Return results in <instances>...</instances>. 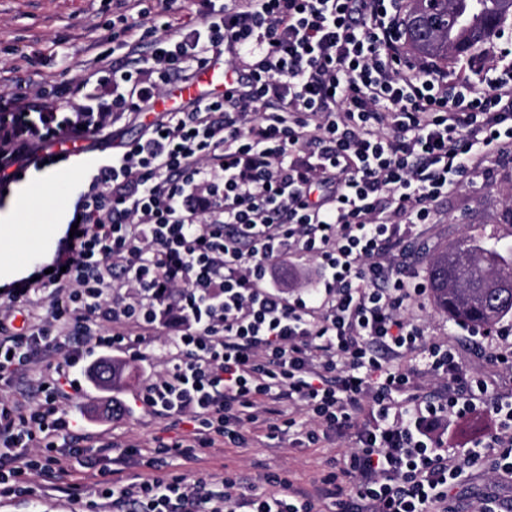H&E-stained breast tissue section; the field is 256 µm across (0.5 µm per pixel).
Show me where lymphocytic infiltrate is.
I'll list each match as a JSON object with an SVG mask.
<instances>
[{
	"instance_id": "lymphocytic-infiltrate-1",
	"label": "lymphocytic infiltrate",
	"mask_w": 512,
	"mask_h": 512,
	"mask_svg": "<svg viewBox=\"0 0 512 512\" xmlns=\"http://www.w3.org/2000/svg\"><path fill=\"white\" fill-rule=\"evenodd\" d=\"M129 38L124 61L96 54L35 94L0 92V115L70 113L59 131L16 134L0 148V191L53 160L52 145L148 116L142 136L103 158L74 203L52 273L20 280L0 309V484L53 483L78 446L68 409L101 357L183 329L166 368L143 384L144 410L178 435L166 450L247 447L260 430L295 426L308 443L355 432L356 448L318 496L271 478L256 493L160 477L104 487L112 512H452L465 470L489 456L512 474V396L468 376L405 310L421 291L400 260L406 228L434 223L439 202L512 153V68L449 79L437 58L404 51L405 0H202L187 20L147 27L144 0H113ZM223 49L224 95L176 112L153 106ZM317 260L288 295L279 273ZM39 321L15 326L38 302ZM425 354L442 393L418 392L395 359ZM26 384L22 397L10 396ZM493 421L466 459L450 454L454 419Z\"/></svg>"
}]
</instances>
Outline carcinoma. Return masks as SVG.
I'll return each instance as SVG.
<instances>
[{"mask_svg":"<svg viewBox=\"0 0 512 512\" xmlns=\"http://www.w3.org/2000/svg\"><path fill=\"white\" fill-rule=\"evenodd\" d=\"M431 2L425 16L418 4L409 11L405 35L415 52L444 61L484 44L480 26L503 7V0H479L481 9L469 11L458 30L450 20L468 0ZM426 278L434 307L454 322L491 326L512 315V245L462 236L436 249Z\"/></svg>","mask_w":512,"mask_h":512,"instance_id":"1","label":"carcinoma"}]
</instances>
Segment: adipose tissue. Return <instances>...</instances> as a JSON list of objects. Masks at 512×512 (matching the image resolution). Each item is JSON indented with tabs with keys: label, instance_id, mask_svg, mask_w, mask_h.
I'll use <instances>...</instances> for the list:
<instances>
[{
	"label": "adipose tissue",
	"instance_id": "ef3b65f1",
	"mask_svg": "<svg viewBox=\"0 0 512 512\" xmlns=\"http://www.w3.org/2000/svg\"><path fill=\"white\" fill-rule=\"evenodd\" d=\"M32 208L29 183L18 184L5 209L0 210V286L32 273L36 262L42 261L44 252L54 250L65 232L64 225L53 224L45 228L38 251L22 256L18 249L27 228L25 220Z\"/></svg>",
	"mask_w": 512,
	"mask_h": 512
}]
</instances>
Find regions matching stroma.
<instances>
[{"label":"stroma","mask_w":512,"mask_h":512,"mask_svg":"<svg viewBox=\"0 0 512 512\" xmlns=\"http://www.w3.org/2000/svg\"><path fill=\"white\" fill-rule=\"evenodd\" d=\"M101 40L104 51L123 42L120 29L112 25V0H0V69L40 86L49 80L64 85L66 77L57 65L53 51L57 43H65L72 64L83 63L84 48L92 40ZM143 131L140 118L125 117L91 139L65 143L72 161L102 158L121 144L136 140ZM487 177H476L458 188L439 206L435 223L414 227L409 234L413 251L409 269L418 281H425V258L444 242L464 235L496 238L512 244V155L491 156ZM412 313L422 327L426 339L447 343L457 354L468 376L493 383L502 393H512V370L500 367L491 358L493 348H512V315L497 322L504 336L488 345L479 336L468 335L465 328L449 321L436 310L430 294L415 302ZM140 358L117 357L123 369L119 383L112 389L84 396L71 408L80 422L88 451L80 464L74 465L72 479L84 484L81 500L67 493L49 490L30 496L0 493V512H85L86 501L96 499L97 488L92 476L111 469L112 459L98 450L100 434L138 443L144 456L154 458L162 472L180 476L185 483L200 480L220 485L225 474L233 473L257 491H268L266 477L276 473L288 478L298 489L313 493L329 459L344 458L354 450V435L333 437L318 444L295 447L285 440L257 437L247 448L222 445L206 449L199 462L188 463L178 457L157 453L154 444L163 434V425L145 414L137 395L147 375L163 371L165 363L160 346H141ZM125 403L120 418L112 416V401ZM469 478L462 490L454 494L455 512H474L484 495L512 497V479L502 478L491 484L481 466L468 470Z\"/></svg>","instance_id":"obj_1"}]
</instances>
